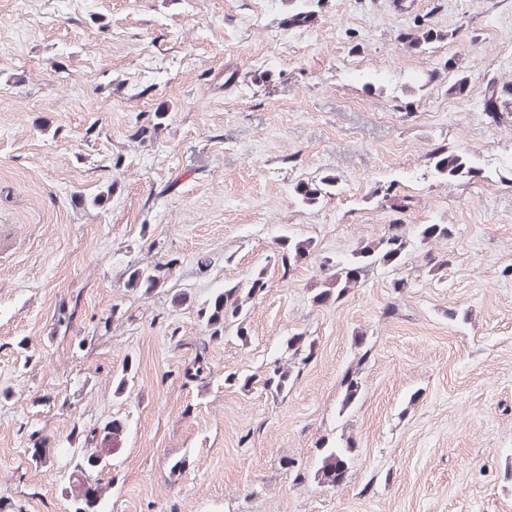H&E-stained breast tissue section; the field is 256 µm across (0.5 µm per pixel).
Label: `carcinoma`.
<instances>
[{"mask_svg":"<svg viewBox=\"0 0 512 512\" xmlns=\"http://www.w3.org/2000/svg\"><path fill=\"white\" fill-rule=\"evenodd\" d=\"M448 37V33L434 27H427L422 31L406 38L409 47L418 49L434 42H441ZM483 100L489 107V114L496 119L504 112L512 114V85H498L491 79L486 83ZM434 168L441 179L453 182L475 173L469 156L459 150L438 148L434 151ZM339 177L332 173L315 177L309 181H302L295 185L294 192L299 202L308 207L319 205L325 198L334 195L339 190ZM452 234L449 224H423L419 236L423 241L447 238ZM408 247V240L400 224L388 225L382 237L371 241L353 250L352 257L340 261L327 268L322 281L323 288L312 296L316 306L337 304L349 291L359 286L362 278L375 267L397 270L403 263ZM315 249L310 238L298 239L285 236L280 239V259L283 270L297 263L311 254ZM173 261L157 262L153 267L141 266L131 263L125 270L124 286L130 291L143 295L151 294L155 289L163 287L170 274ZM270 264L258 268L250 281L247 291H242L239 285H233L218 293L207 306L200 309V316L205 319V327L211 339L224 337L226 329L236 327V336L246 341L249 337L247 328L248 305L250 300L260 293L267 283ZM288 350L294 359L304 364L313 356L314 341L301 334L288 338ZM292 371L279 362H274L271 372L264 381V387L280 395L288 391ZM343 396L342 409L351 407L358 399L360 385L354 372L347 371L341 380ZM126 427L118 419H112L100 428L90 431L85 437L84 444L93 446V451L85 456L73 454L70 462L73 463L72 475L75 480L70 486V493L74 505V512H98L97 506L102 499L105 487L101 482L85 474V467L96 465L107 466L112 459V452L122 447L125 439ZM32 446L28 448L30 461L35 466L45 467L51 463L61 449L56 443H48L45 437L31 436ZM353 445L348 443L343 447H326L322 450L314 471V478L318 482L339 487L343 485L349 473L350 454Z\"/></svg>","mask_w":512,"mask_h":512,"instance_id":"cac0c4a2","label":"carcinoma"}]
</instances>
